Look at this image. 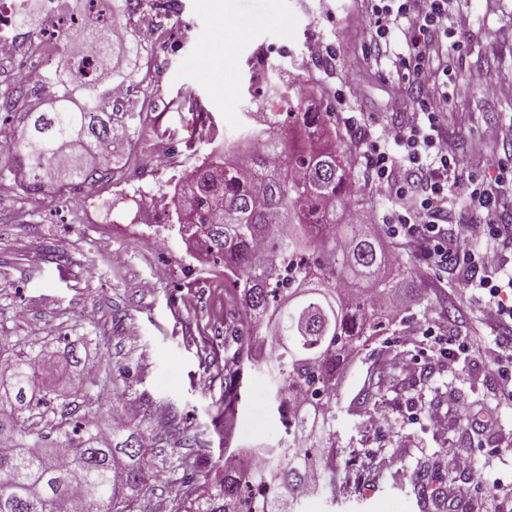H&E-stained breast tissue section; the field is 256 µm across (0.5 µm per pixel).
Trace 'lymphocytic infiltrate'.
<instances>
[{"label":"lymphocytic infiltrate","instance_id":"1","mask_svg":"<svg viewBox=\"0 0 512 512\" xmlns=\"http://www.w3.org/2000/svg\"><path fill=\"white\" fill-rule=\"evenodd\" d=\"M360 24L374 34L369 60L387 69L402 87L400 109L412 125H391L359 151L371 182L397 199L392 234L422 252L439 273H463L462 291L479 308L489 329L512 327V223L501 201L512 192V159L490 178L463 180L448 146L443 122L448 112V17L455 0H364ZM409 165L413 177L394 172Z\"/></svg>","mask_w":512,"mask_h":512}]
</instances>
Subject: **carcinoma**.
<instances>
[{
  "label": "carcinoma",
  "instance_id": "carcinoma-1",
  "mask_svg": "<svg viewBox=\"0 0 512 512\" xmlns=\"http://www.w3.org/2000/svg\"><path fill=\"white\" fill-rule=\"evenodd\" d=\"M140 0H112V13L85 16L81 26L93 59L72 57L19 94L49 87V109L25 112L11 132L9 174H33L26 190L65 193L95 183L112 162H87L104 141L129 139L112 86L140 71L144 48L131 39ZM256 113L262 134L246 127L224 138V154L193 171L177 202L178 232L233 277L234 296L251 331H230L238 345L233 384L217 419L229 436L242 396L240 375L267 370L284 427L276 444L250 448L260 457L238 471L222 468L195 494L191 512H299L307 492H358L336 477L331 414L336 374L396 317L379 300L413 294L409 275L389 273L392 260L369 224L348 218L353 195L346 153L336 146L327 112H304L294 91ZM63 353L32 354L0 339V512H132L147 485L148 448L138 428L119 422L112 433L89 424L98 386L79 369L80 338H63ZM66 373L84 414L59 407L55 377ZM381 366L362 403L385 383Z\"/></svg>",
  "mask_w": 512,
  "mask_h": 512
}]
</instances>
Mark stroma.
Wrapping results in <instances>:
<instances>
[{
    "instance_id": "stroma-1",
    "label": "stroma",
    "mask_w": 512,
    "mask_h": 512,
    "mask_svg": "<svg viewBox=\"0 0 512 512\" xmlns=\"http://www.w3.org/2000/svg\"><path fill=\"white\" fill-rule=\"evenodd\" d=\"M178 2V22L167 40L140 27L133 33L148 51V64L129 84L123 102L129 138L115 144L118 161L102 180L59 195L27 192L14 178H0V336L37 350L84 334L90 338L80 352L84 366L131 368V379L113 377L99 403L151 432L150 465L162 478L150 481L134 512H154L160 499L169 512H182L194 485L214 478L225 443H276L283 427L270 403V379L260 369L244 378L232 440L213 423V405L234 369L236 345L225 342L224 330L241 324L228 291L188 270L189 250L178 233L158 247L148 236H124L120 227L161 191L160 169L188 168L189 157L209 151L213 138L237 134L247 113L267 111V97L289 79L310 87L305 109L330 113L336 143L351 161L354 221L373 226L410 273L414 290L393 325L336 378L338 470L362 474L359 496L334 500L324 491L311 495L302 512H512V498L493 487L495 478L512 479V405L499 400L497 374L477 353L448 364L431 352L424 332L437 325L444 335L467 336L481 346L501 335L481 324L456 279L437 282L424 255L393 237L387 222L394 206L370 184L351 126L342 122L351 117L352 125L375 135L412 118L398 109L391 80L366 64L371 35L353 20L359 0ZM448 29L461 46L448 55L455 77L448 140L462 176H493L502 148L476 161L467 143L486 125L512 121V0H461ZM222 39L229 42L227 53L213 54L211 41ZM311 43L331 48L333 58L308 56ZM262 51L281 56L285 74L270 77L258 97L252 76ZM42 67L13 62L0 72V97L14 99L0 112V124L16 128L19 113L43 105V98L17 93ZM475 69L483 70L495 93L468 84ZM153 153L165 156L163 168L152 166ZM57 238L67 239L69 249L53 257L49 246ZM184 294L193 296L192 306L180 303ZM381 364L389 365V378L374 403L360 408L367 379ZM434 410L447 414L446 429L430 426L427 415ZM460 452L475 457L476 472L452 470ZM370 458L380 463L379 480L362 473ZM423 466L438 490L424 505L412 486Z\"/></svg>"
}]
</instances>
